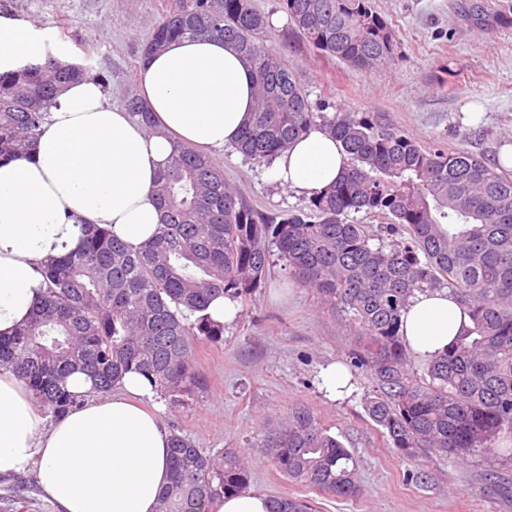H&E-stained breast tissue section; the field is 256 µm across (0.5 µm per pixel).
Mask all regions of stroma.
Returning <instances> with one entry per match:
<instances>
[{
	"instance_id": "obj_1",
	"label": "stroma",
	"mask_w": 512,
	"mask_h": 512,
	"mask_svg": "<svg viewBox=\"0 0 512 512\" xmlns=\"http://www.w3.org/2000/svg\"><path fill=\"white\" fill-rule=\"evenodd\" d=\"M168 0H0V19L46 28L44 48L102 77L112 104L137 89L142 47ZM266 17L267 43L293 69L309 102L325 116L347 110L383 112L426 146L467 150L488 158L512 147V0H373L397 41L391 67L354 71L312 51L287 20L281 0H255ZM214 160L225 180L262 213L302 207L305 197L270 183L266 164L233 147ZM222 341L196 345L194 364L206 380L179 406L163 403L166 425L201 448L250 453V487L265 495L310 501L316 512H512V458L481 454L443 462L417 454L406 460L365 412L370 378L352 371V392L332 400L321 387L327 365H348L353 345L338 314L314 289L291 277L280 259L250 298L239 302ZM308 407L356 459L360 493L338 498L288 481L259 446L268 425L292 408ZM502 474L490 486L485 470ZM428 473L422 483L415 472ZM0 512H56L32 472L0 480Z\"/></svg>"
}]
</instances>
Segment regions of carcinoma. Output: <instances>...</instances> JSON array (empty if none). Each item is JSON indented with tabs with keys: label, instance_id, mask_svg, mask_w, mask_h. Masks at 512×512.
<instances>
[{
	"label": "carcinoma",
	"instance_id": "carcinoma-1",
	"mask_svg": "<svg viewBox=\"0 0 512 512\" xmlns=\"http://www.w3.org/2000/svg\"><path fill=\"white\" fill-rule=\"evenodd\" d=\"M282 2L312 49L357 70L394 61L397 43L372 0ZM266 28L254 0H174L142 58L185 35L233 44L254 69L256 102L234 149L269 162L321 126L341 141L349 168L301 208L266 216L213 159L180 147L157 180L164 224L155 238L133 253L108 229L88 226L78 249L42 269L46 295L24 327L0 337V368L17 373L55 418L85 400L66 387L76 371L93 380V392L107 393L137 370L177 405L205 387L193 366L195 343L224 336L209 304L260 287L274 245L289 274L356 332L351 366L374 384L366 412L394 448L441 459L498 450L501 436L512 437V176L482 155L426 147L378 112L328 119L313 111L266 44ZM85 74L49 52L40 64L0 74V159L21 156L60 89ZM125 106L152 127L136 94ZM352 211L389 223L375 234L347 221ZM445 285L472 327L419 371L402 341L401 311L415 293ZM261 448L291 482L358 495L352 453L306 407L268 427ZM169 452L158 512H212L250 484L238 448H200L174 428ZM268 502L269 512H312L295 497Z\"/></svg>",
	"mask_w": 512,
	"mask_h": 512
}]
</instances>
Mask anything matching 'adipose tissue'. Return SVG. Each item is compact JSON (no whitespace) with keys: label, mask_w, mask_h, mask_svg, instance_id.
I'll list each match as a JSON object with an SVG mask.
<instances>
[{"label":"adipose tissue","mask_w":512,"mask_h":512,"mask_svg":"<svg viewBox=\"0 0 512 512\" xmlns=\"http://www.w3.org/2000/svg\"><path fill=\"white\" fill-rule=\"evenodd\" d=\"M41 46V31L29 23L0 21V74ZM252 86V68L231 44L184 37L151 54L138 73L153 130L110 104L92 77L63 88L27 152L0 161V337L26 324L46 290L41 267L78 248L86 225L108 228L134 252L151 241L163 220L155 185L176 146L211 154L233 144L255 107ZM349 162L315 127L273 157L268 174L310 197ZM470 325L445 289L415 293L401 317L403 341L422 362ZM67 383L85 401L48 422L25 382L0 369V478L34 469L57 512H156L171 437L157 391L135 371L109 394L93 393L79 372Z\"/></svg>","instance_id":"1"}]
</instances>
